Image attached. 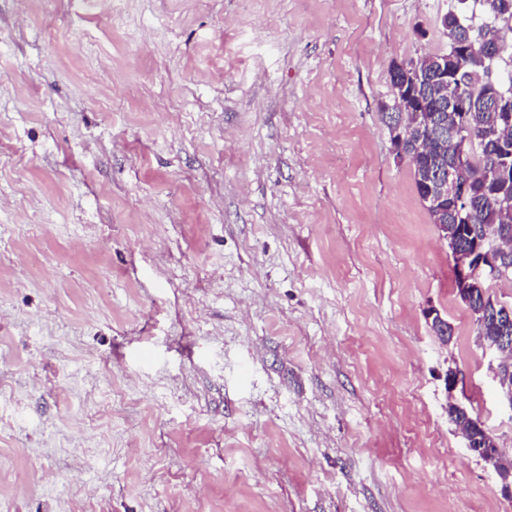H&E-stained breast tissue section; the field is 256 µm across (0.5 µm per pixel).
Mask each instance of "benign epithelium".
I'll return each instance as SVG.
<instances>
[{"mask_svg": "<svg viewBox=\"0 0 512 512\" xmlns=\"http://www.w3.org/2000/svg\"><path fill=\"white\" fill-rule=\"evenodd\" d=\"M470 50L469 44L457 41L452 44L450 53L437 60L433 72L442 83L446 96L432 105L418 95V87L423 80L422 72L418 70L414 74L409 73L404 62L392 65L396 102H384L380 109L383 112L399 114V124L395 128L402 129V133L393 141L397 160H406L402 144L410 130L417 135L425 129H434L443 139L453 140L457 137L458 127L450 128L440 124L438 116L439 112L448 108L464 116L472 105L468 98L453 93L455 80L460 72L458 65L468 56ZM484 84L486 89L481 98L487 102L488 111L492 112L493 128L512 126V98L493 76L486 77ZM471 163L470 156L461 154L453 166L428 173L422 180L421 190L425 202L435 211H452L457 216L458 225L455 226L454 235H445L443 239L449 241V250L455 259L459 294L472 313L482 319L489 314L490 308L486 306V298L480 299L478 295L485 294L488 282L512 276V251L503 246L504 242L512 239V230L505 226L498 234L491 236L486 230L480 229V226L471 223L469 200L473 193L472 182L459 178L460 170ZM483 182L487 186L504 190L511 186L512 154L501 157L499 163L487 168ZM426 318L434 333L441 335L443 341H450V336L447 335L448 321L437 308H428ZM464 436L469 452L496 471L501 494L512 498V459L506 457L488 432L482 438H472L467 432Z\"/></svg>", "mask_w": 512, "mask_h": 512, "instance_id": "benign-epithelium-1", "label": "benign epithelium"}]
</instances>
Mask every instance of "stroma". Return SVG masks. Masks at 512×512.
I'll use <instances>...</instances> for the list:
<instances>
[{
  "label": "stroma",
  "instance_id": "obj_1",
  "mask_svg": "<svg viewBox=\"0 0 512 512\" xmlns=\"http://www.w3.org/2000/svg\"><path fill=\"white\" fill-rule=\"evenodd\" d=\"M455 3L0 0L10 512H512L448 419L512 452L497 359L380 112Z\"/></svg>",
  "mask_w": 512,
  "mask_h": 512
}]
</instances>
